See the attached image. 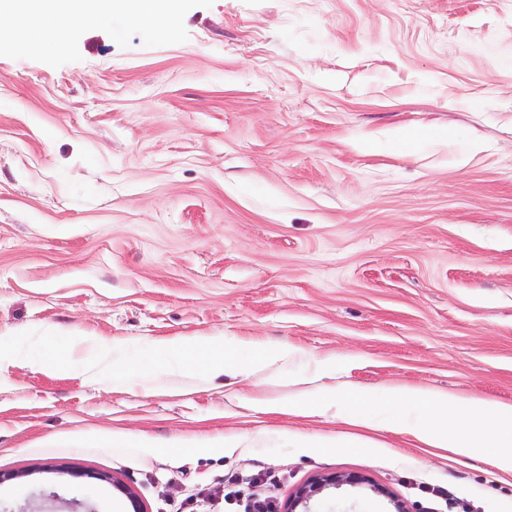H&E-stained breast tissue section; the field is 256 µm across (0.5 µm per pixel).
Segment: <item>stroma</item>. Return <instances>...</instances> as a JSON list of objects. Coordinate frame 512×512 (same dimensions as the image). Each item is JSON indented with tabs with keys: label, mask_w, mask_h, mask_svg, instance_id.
<instances>
[{
	"label": "stroma",
	"mask_w": 512,
	"mask_h": 512,
	"mask_svg": "<svg viewBox=\"0 0 512 512\" xmlns=\"http://www.w3.org/2000/svg\"><path fill=\"white\" fill-rule=\"evenodd\" d=\"M176 336L300 358L178 385L153 354ZM318 358L512 403V0H179L169 35L116 9L0 51V512H127L116 479L145 512H254L333 473L512 512L479 459L232 397L307 396Z\"/></svg>",
	"instance_id": "1"
}]
</instances>
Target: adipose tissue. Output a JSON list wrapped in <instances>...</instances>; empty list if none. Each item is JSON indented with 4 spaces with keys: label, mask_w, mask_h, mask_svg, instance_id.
<instances>
[{
    "label": "adipose tissue",
    "mask_w": 512,
    "mask_h": 512,
    "mask_svg": "<svg viewBox=\"0 0 512 512\" xmlns=\"http://www.w3.org/2000/svg\"><path fill=\"white\" fill-rule=\"evenodd\" d=\"M122 9L132 23L160 31L176 24L175 0H0V21L15 32H0V50L20 51L32 45L62 46L72 29L103 25L113 9ZM239 342L234 338L176 337L159 342L160 355L176 359L177 370L200 367L210 373L250 374L271 367H287L297 350L287 344L255 349L249 365L236 359ZM317 392L297 400L269 402L243 397V404L258 413L316 414L335 411L351 425L369 427L374 417L367 404L371 396L338 384L336 362L318 361ZM390 414L386 428L430 448H448L461 455H477L493 469L512 473V404L470 401L442 392L389 387L383 392Z\"/></svg>",
    "instance_id": "adipose-tissue-1"
}]
</instances>
